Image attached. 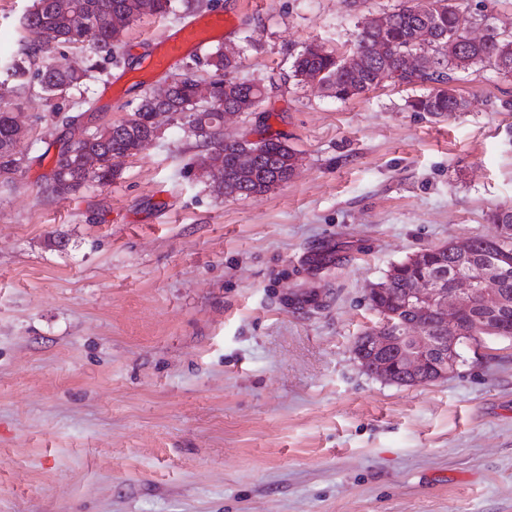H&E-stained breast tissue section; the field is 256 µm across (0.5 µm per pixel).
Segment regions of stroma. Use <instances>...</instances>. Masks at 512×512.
Here are the masks:
<instances>
[{"label":"stroma","instance_id":"1","mask_svg":"<svg viewBox=\"0 0 512 512\" xmlns=\"http://www.w3.org/2000/svg\"><path fill=\"white\" fill-rule=\"evenodd\" d=\"M399 2L203 0L266 93L224 136L273 135L299 158L235 199L203 183V141L177 115L111 184L51 195L41 155L64 117L122 122L206 52L149 69L191 16L147 15L123 63L50 99L7 80L32 0H0V99L25 127L0 175V512H512V338L463 342L455 372L416 386L353 353L391 265L495 237L485 213L512 206V80L492 68L457 74L468 105L447 117L391 83L342 102L294 77L305 44L346 52ZM324 246L341 260L311 272Z\"/></svg>","mask_w":512,"mask_h":512}]
</instances>
